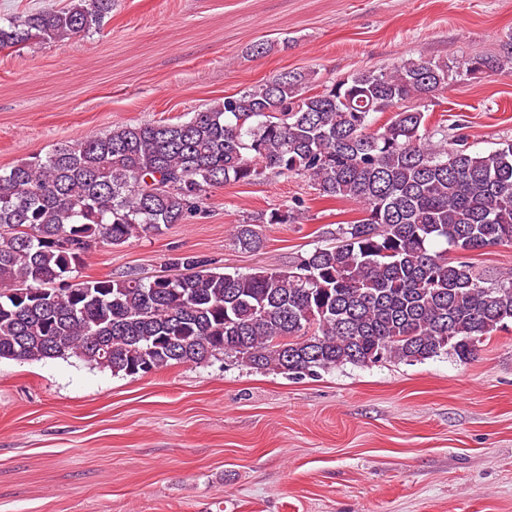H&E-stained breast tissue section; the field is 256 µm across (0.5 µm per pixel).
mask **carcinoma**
Masks as SVG:
<instances>
[{
	"instance_id": "1",
	"label": "carcinoma",
	"mask_w": 512,
	"mask_h": 512,
	"mask_svg": "<svg viewBox=\"0 0 512 512\" xmlns=\"http://www.w3.org/2000/svg\"><path fill=\"white\" fill-rule=\"evenodd\" d=\"M114 0H69L0 25V51L99 30ZM499 67L475 53L473 79ZM448 64L408 59L308 94L287 71L186 121L121 123L0 171V359L78 357L115 375L222 355L293 378L346 364L462 361L512 322V272L473 256L512 244V143L475 153L434 140L407 103L448 86ZM389 112L375 126L374 114ZM303 176L362 217L286 268L248 271L193 256L179 273L76 280L93 245L122 246L202 211L210 189ZM295 207L236 226L295 224Z\"/></svg>"
}]
</instances>
